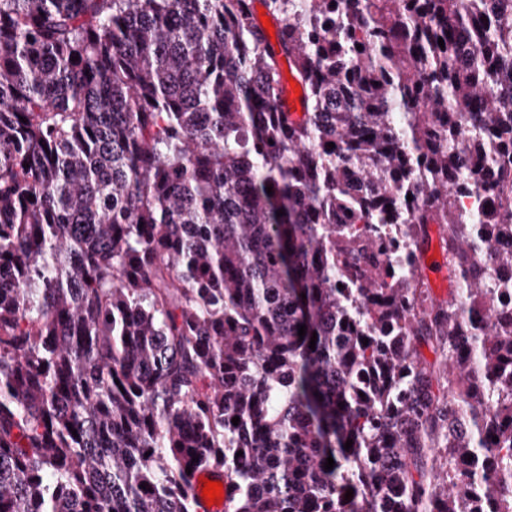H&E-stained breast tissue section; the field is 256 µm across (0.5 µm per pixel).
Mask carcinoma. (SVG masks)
Wrapping results in <instances>:
<instances>
[{
    "label": "carcinoma",
    "instance_id": "cac0c4a2",
    "mask_svg": "<svg viewBox=\"0 0 512 512\" xmlns=\"http://www.w3.org/2000/svg\"><path fill=\"white\" fill-rule=\"evenodd\" d=\"M252 2L0 0V512H512V0ZM429 234H430V245H429V249L426 253V256L424 258V266H425V269L423 270L424 281L427 284L428 288L430 289L431 295L433 296L434 299L439 300V301L445 300V299H448V291H449L448 277L446 278L447 273H446V268H445L446 254H445V250L443 248L444 244L441 240L440 229L437 224H430ZM428 258H431V260L433 258H436L439 260V262L441 263V265L443 266V269H444V274H445L444 276L447 280L446 282H443V283L434 282L432 276L429 273L430 266L428 264L429 263Z\"/></svg>",
    "mask_w": 512,
    "mask_h": 512
}]
</instances>
